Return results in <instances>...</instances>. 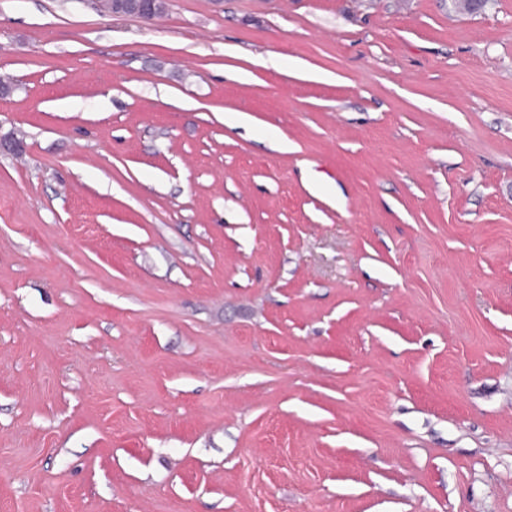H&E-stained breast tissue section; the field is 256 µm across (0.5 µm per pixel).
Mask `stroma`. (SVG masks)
<instances>
[{"label":"stroma","instance_id":"1","mask_svg":"<svg viewBox=\"0 0 512 512\" xmlns=\"http://www.w3.org/2000/svg\"><path fill=\"white\" fill-rule=\"evenodd\" d=\"M0 0V512H512V0ZM153 0H111L112 16L123 17H137L147 19L146 14L151 10Z\"/></svg>","mask_w":512,"mask_h":512}]
</instances>
